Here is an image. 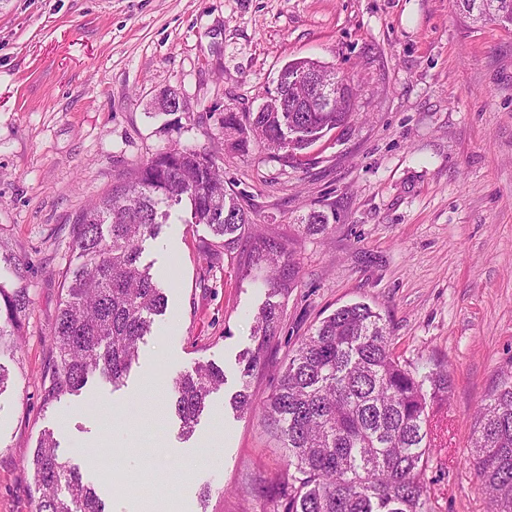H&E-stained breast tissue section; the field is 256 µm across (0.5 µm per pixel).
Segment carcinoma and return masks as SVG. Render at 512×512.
I'll use <instances>...</instances> for the list:
<instances>
[{"mask_svg": "<svg viewBox=\"0 0 512 512\" xmlns=\"http://www.w3.org/2000/svg\"><path fill=\"white\" fill-rule=\"evenodd\" d=\"M492 22L512 28V0H497ZM458 12L484 23L481 0H454ZM288 83L287 111L224 113L230 147L255 142L285 163L336 129H345L355 109L305 112ZM311 138L284 142V127ZM185 206L187 224H205L233 244L255 223L224 184L211 155L193 149L160 153L120 175L112 192L77 215L71 249L76 263L62 273L64 297L50 345L55 353L45 401L78 393L97 374L116 385L139 357L154 317L167 306L164 289L140 262L142 244L160 234L175 206ZM255 264L266 270L272 293L297 286L298 268L285 245L253 237ZM26 263L0 236V356L20 348L22 318L30 310ZM281 305L266 303L256 316L258 344L245 373L261 365L266 344L277 336ZM431 392L425 393L424 384ZM450 375L439 365L420 376L391 348L384 317L366 304L337 308L303 338L288 357L262 419L276 426L288 450V498L284 512H435L425 472L435 453L428 401L448 399ZM224 384V370L198 363L173 381L172 399L183 433L194 431L211 395ZM471 459L492 512H512V369L477 411ZM39 493L36 512H106L105 503L79 467L59 453L45 431L31 460Z\"/></svg>", "mask_w": 512, "mask_h": 512, "instance_id": "obj_1", "label": "carcinoma"}]
</instances>
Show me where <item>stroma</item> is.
I'll return each mask as SVG.
<instances>
[{"label": "stroma", "mask_w": 512, "mask_h": 512, "mask_svg": "<svg viewBox=\"0 0 512 512\" xmlns=\"http://www.w3.org/2000/svg\"><path fill=\"white\" fill-rule=\"evenodd\" d=\"M298 59L348 75L357 118L288 165L231 150L225 110L258 111ZM171 91L180 109L162 111ZM172 147L209 153L255 222L228 251L206 225L178 220L144 242L167 307L137 364L122 385L96 376L46 403L75 218ZM313 212L328 227L307 235ZM257 233L291 244L299 279L247 377L270 296L249 265ZM0 236L24 257L32 299L21 351L0 356L11 378L0 512H34L30 461L47 430L108 512L172 495L180 512H277L282 440L231 402L269 395L288 353L356 302L388 320L419 374L450 372L425 475L437 512H489L470 445L478 407L512 365V30L472 22L452 0H0ZM199 362L222 368L224 385L187 437L169 394Z\"/></svg>", "instance_id": "obj_1"}]
</instances>
